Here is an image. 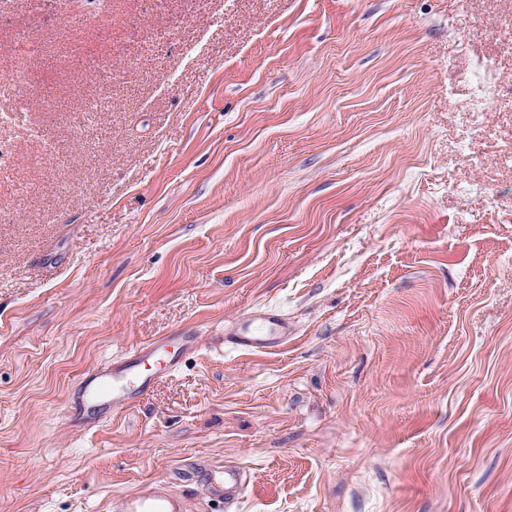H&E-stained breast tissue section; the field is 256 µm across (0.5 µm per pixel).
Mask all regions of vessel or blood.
I'll return each instance as SVG.
<instances>
[{
    "mask_svg": "<svg viewBox=\"0 0 512 512\" xmlns=\"http://www.w3.org/2000/svg\"><path fill=\"white\" fill-rule=\"evenodd\" d=\"M291 333L287 320L277 312L255 310L226 322L222 343L246 352H266L287 345ZM198 346L199 338L195 335L167 336L141 346L86 376L79 388V399L105 410L130 406L155 384V365L161 349H170L166 365L173 368L185 351ZM246 483V473L238 465H216L202 460L187 476L181 490H173L164 482L146 481L111 497L106 512H189V503L196 498L223 503L227 512H233Z\"/></svg>",
    "mask_w": 512,
    "mask_h": 512,
    "instance_id": "obj_1",
    "label": "vessel or blood"
}]
</instances>
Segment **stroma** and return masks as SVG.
Masks as SVG:
<instances>
[{
    "instance_id": "obj_1",
    "label": "stroma",
    "mask_w": 512,
    "mask_h": 512,
    "mask_svg": "<svg viewBox=\"0 0 512 512\" xmlns=\"http://www.w3.org/2000/svg\"><path fill=\"white\" fill-rule=\"evenodd\" d=\"M511 23L0 0V114L25 115L0 124V512H106L200 460L245 468L237 512H512ZM479 58L505 90L477 127ZM90 92L110 108L74 132ZM265 308L286 347L217 344ZM189 328L135 406L69 422L83 373Z\"/></svg>"
}]
</instances>
